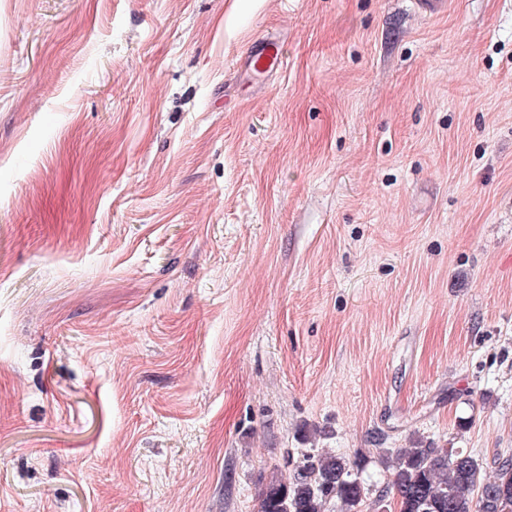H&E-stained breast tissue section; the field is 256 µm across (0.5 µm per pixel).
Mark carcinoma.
Returning <instances> with one entry per match:
<instances>
[{"label":"carcinoma","mask_w":512,"mask_h":512,"mask_svg":"<svg viewBox=\"0 0 512 512\" xmlns=\"http://www.w3.org/2000/svg\"><path fill=\"white\" fill-rule=\"evenodd\" d=\"M495 475L460 448L414 445L401 450L392 467L390 489L398 512H512V456L495 459ZM365 458L306 455L290 482L275 479L263 489L259 512H364L373 488L362 474ZM388 489V490H390ZM380 490L374 503L384 500Z\"/></svg>","instance_id":"carcinoma-1"}]
</instances>
